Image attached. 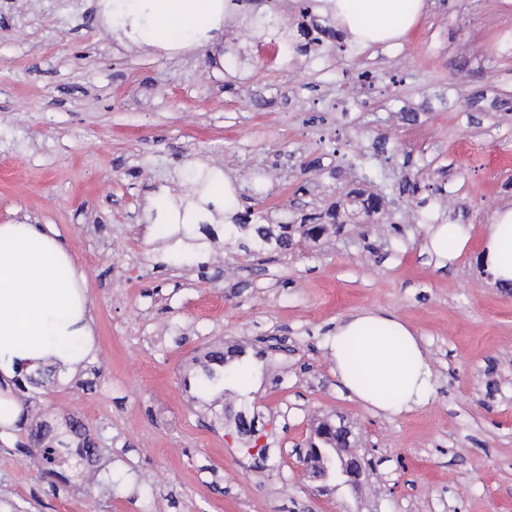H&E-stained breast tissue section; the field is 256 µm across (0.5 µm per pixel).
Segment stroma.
<instances>
[{
	"label": "stroma",
	"instance_id": "stroma-1",
	"mask_svg": "<svg viewBox=\"0 0 512 512\" xmlns=\"http://www.w3.org/2000/svg\"><path fill=\"white\" fill-rule=\"evenodd\" d=\"M105 6L0 0V224L51 226L93 303L58 384L7 378L0 396L33 398L32 422L82 421L102 448L88 481L61 462L49 478L17 432L0 435V512H512V289L481 261L487 224L512 207V0H426L403 46L377 49L297 0L265 31L250 18L264 0L229 5L176 46ZM359 153L385 180L349 166ZM205 167L234 185L236 213L298 224L334 207L342 229L260 266L207 230L181 237L169 202ZM368 197L402 234L366 232ZM446 222L469 241L442 266L424 245ZM365 309L422 336L428 406L385 416L338 383L327 340ZM230 345L242 379L195 402L199 363ZM228 405L260 415L263 477L226 434ZM323 419L360 438V496L319 492L293 465Z\"/></svg>",
	"mask_w": 512,
	"mask_h": 512
}]
</instances>
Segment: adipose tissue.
Returning <instances> with one entry per match:
<instances>
[{
	"label": "adipose tissue",
	"mask_w": 512,
	"mask_h": 512,
	"mask_svg": "<svg viewBox=\"0 0 512 512\" xmlns=\"http://www.w3.org/2000/svg\"><path fill=\"white\" fill-rule=\"evenodd\" d=\"M326 12L365 46L403 44L424 16L425 0H323ZM149 7L156 43L191 39L215 26L222 0H123L126 17ZM485 264L494 281L512 283V208L496 211L488 228ZM69 270L61 285L60 270ZM84 276L57 234L38 224H0V374L51 355L77 360L71 340L89 335ZM332 371L356 399L393 415L427 406L433 374L422 340L396 316L359 311L330 335Z\"/></svg>",
	"instance_id": "adipose-tissue-1"
}]
</instances>
